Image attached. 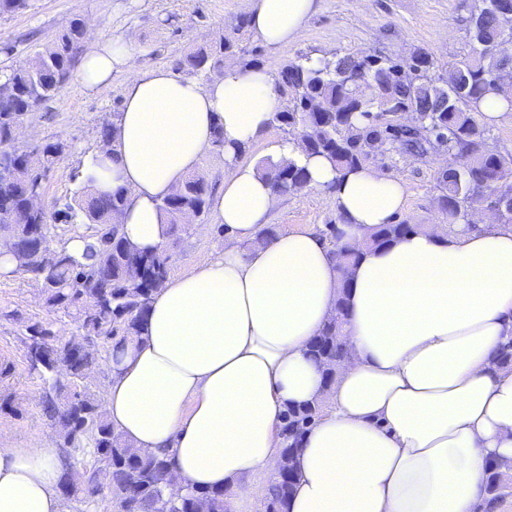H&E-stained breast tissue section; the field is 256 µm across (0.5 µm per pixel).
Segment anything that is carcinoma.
I'll list each match as a JSON object with an SVG mask.
<instances>
[{"instance_id":"carcinoma-1","label":"carcinoma","mask_w":512,"mask_h":512,"mask_svg":"<svg viewBox=\"0 0 512 512\" xmlns=\"http://www.w3.org/2000/svg\"><path fill=\"white\" fill-rule=\"evenodd\" d=\"M502 0H475L467 34L470 51L436 72L433 57L418 49L407 59L364 53L333 59L300 56L274 72L275 83L287 97L284 108L272 122L298 137L308 155L328 158L340 170L366 163L377 149L386 147L400 154L423 157L440 149L448 152V164L437 172L438 204L444 222L469 223L476 204L488 202L502 224H512V154L488 145L490 129L480 118V104L498 92L496 77L512 73V56L498 52V45L512 38V14L499 8ZM84 39L83 25L71 24L52 46L35 53L24 67L0 75V229L7 245L17 254L41 250L51 259L50 267L25 268L39 285L47 307L61 310L78 322L89 347L69 350L58 343L52 331L39 323L28 327L27 345L33 369L47 385L45 410L61 445L69 454L94 459L91 471L107 470V488L120 512H226V492L218 488H188L172 500L167 487L172 475L166 454L132 447L115 432L101 411V403L84 384L86 372L96 366L100 354L95 341L116 336L120 341L138 334L140 323L156 292V283L168 276L165 246L140 251L113 225V215L122 209L120 193L94 190L96 177L88 175L83 186L56 213L60 221L97 224L103 232L87 241L82 258L66 247L50 246L53 225L46 211L29 209L31 155L13 145L14 127L32 108L60 92L61 79L70 74L77 50ZM236 44L220 37L175 60V66L193 75L207 77L224 67V55L235 52ZM415 114L413 125L399 123V113ZM263 176L283 195L308 186L305 168L292 161L275 162L267 157L258 162ZM209 206V186L200 176L187 178L159 208L167 214L170 228L181 223L183 214H204ZM421 229L419 224H383L364 244L349 248L336 242V225L327 224L322 237L339 266L357 262L363 249L376 248ZM96 307L91 313L88 306ZM308 354L326 366L327 380L347 357L343 316L322 328L308 347ZM66 360L73 388L58 387L57 365ZM322 404L288 408L282 418L284 439L294 442L321 416ZM512 463H496L487 477L482 512H496L505 477ZM294 482L280 474L268 481L266 512H286Z\"/></svg>"}]
</instances>
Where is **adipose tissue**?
Returning a JSON list of instances; mask_svg holds the SVG:
<instances>
[{
	"label": "adipose tissue",
	"mask_w": 512,
	"mask_h": 512,
	"mask_svg": "<svg viewBox=\"0 0 512 512\" xmlns=\"http://www.w3.org/2000/svg\"><path fill=\"white\" fill-rule=\"evenodd\" d=\"M319 0H251L248 27L276 50L295 41ZM125 70L107 152L87 156L101 192L123 194L125 238L165 242L160 210L224 130L214 218L228 241L214 259L154 293L138 335L113 349L103 410L133 447L167 453L178 488H224L228 512L269 479L287 406L322 402L292 460L288 512H478L493 462H512V225L432 224L340 269L314 231L260 241L280 196L243 147L268 129L279 99L268 69L226 62L208 84L138 70L120 38L88 43L83 87ZM273 161L306 165L327 190L343 244L363 243L405 205L399 179L341 171L294 138ZM345 300L350 356L326 381L308 345ZM63 457L43 442L0 452V512H61Z\"/></svg>",
	"instance_id": "1"
}]
</instances>
